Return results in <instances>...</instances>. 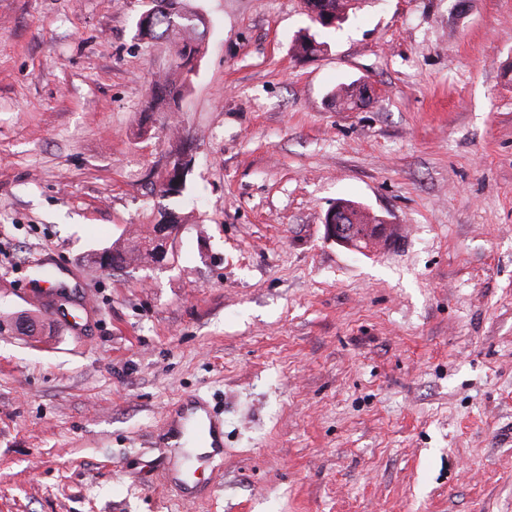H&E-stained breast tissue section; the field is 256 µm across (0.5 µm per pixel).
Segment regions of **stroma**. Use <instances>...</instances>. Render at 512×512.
Wrapping results in <instances>:
<instances>
[{"label": "stroma", "instance_id": "1", "mask_svg": "<svg viewBox=\"0 0 512 512\" xmlns=\"http://www.w3.org/2000/svg\"><path fill=\"white\" fill-rule=\"evenodd\" d=\"M150 2L0 0V512H512V0H362L307 62L302 0H187L148 119ZM340 200L389 242L327 240ZM170 207L165 265L97 263ZM187 399L208 484L155 447ZM150 26L144 32L152 40L168 41L175 46L176 64L151 87L144 112H161L169 108L182 95L192 73L188 67L192 59L202 52L200 26L204 18L190 10L185 0H152ZM189 17L192 19L190 20ZM332 98L336 104V108L342 110L355 109L364 101L360 95V90L355 84H347L338 87ZM195 433L199 442L207 447L209 440H211V445H217L220 439L221 430L220 427L215 423H209L208 425L204 422L194 421L189 422L186 427L182 429V431H178L177 438L184 437L188 432Z\"/></svg>", "mask_w": 512, "mask_h": 512}]
</instances>
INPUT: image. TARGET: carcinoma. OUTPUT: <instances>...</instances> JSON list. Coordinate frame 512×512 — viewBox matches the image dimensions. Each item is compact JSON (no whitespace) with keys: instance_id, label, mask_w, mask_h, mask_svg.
<instances>
[{"instance_id":"carcinoma-1","label":"carcinoma","mask_w":512,"mask_h":512,"mask_svg":"<svg viewBox=\"0 0 512 512\" xmlns=\"http://www.w3.org/2000/svg\"><path fill=\"white\" fill-rule=\"evenodd\" d=\"M153 7L150 26L145 35L156 41H168L175 46L176 64L151 87L145 111L159 112L182 95L189 80L192 59L202 52V39L199 30L205 26L204 18L190 10L186 0H152ZM304 11L314 29L301 35L293 45L295 57L307 60L322 51L325 42L322 35L345 23L358 9V0H303ZM336 107L352 110L363 102L360 90L354 84L340 86L333 94ZM187 182L174 183V178H161L160 193L167 198L183 196ZM154 235L142 237L123 245H112V249L102 252L100 263L112 265L117 259L127 266L134 262L153 261Z\"/></svg>"}]
</instances>
